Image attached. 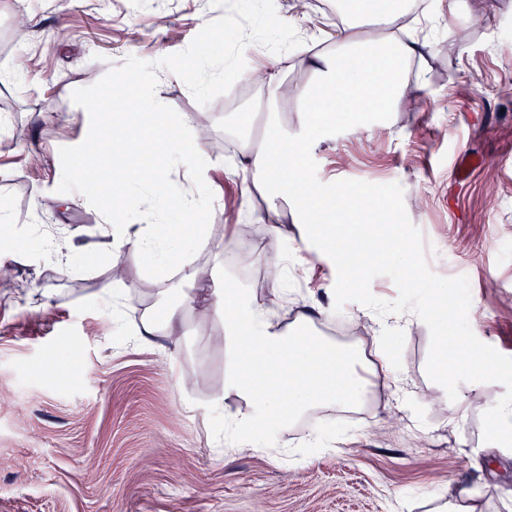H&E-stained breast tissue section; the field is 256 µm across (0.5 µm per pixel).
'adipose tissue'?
Segmentation results:
<instances>
[{
  "instance_id": "ef3b65f1",
  "label": "adipose tissue",
  "mask_w": 512,
  "mask_h": 512,
  "mask_svg": "<svg viewBox=\"0 0 512 512\" xmlns=\"http://www.w3.org/2000/svg\"><path fill=\"white\" fill-rule=\"evenodd\" d=\"M337 11L343 16L333 36L335 52L316 56L312 64L319 72L318 82L303 91L306 106L298 116L302 132H311L319 121L360 120L362 113L383 114L393 111L407 83V68L414 61L425 60L426 42L401 39L387 34L372 41L360 40L354 29L366 18L392 26L410 12L408 0H337ZM111 90H104L94 99L90 112L98 128L110 129L111 139L135 148L150 165L165 160L177 161L196 173H203V150L186 147L180 137L162 125L163 108L151 102L149 109L138 107L113 111ZM245 170L252 179L242 182L241 196H249L255 188H276L280 196L298 202L305 214L314 217L315 242L320 252L328 253L336 237L333 217L336 210L359 215L375 210L372 198L362 194L345 195L343 191H326L304 178L299 166L301 155L296 145L278 137L266 148L243 145ZM74 174L84 179L95 177L101 190L110 199L104 207L105 223L111 224L115 239L132 248L157 251L162 260L158 274H177L180 282L194 284L199 267L184 262L170 266L169 255L199 246L208 231L204 224H186L185 212L206 214L211 203L202 192L190 193L184 207L175 209L173 225L161 224L157 229L132 228L113 221L114 213L124 211L130 198L129 186L146 180L145 170L124 165L119 157L102 153L76 151ZM213 287L204 293H184L180 300L163 312L145 307L140 334L143 341L157 336L173 335L187 314L204 318L218 317L224 323V338L228 351H235L240 335H247L249 357L255 373L267 375L271 388L257 390L254 375L240 369L236 360H229L224 374V392L244 398L248 409L229 422L226 440L242 444L244 429L260 424L287 429L294 418L309 406H350L360 403L368 376L389 373L390 359L386 349L367 358L358 348L340 350L315 337L302 334L301 326L308 320L299 315L295 322L284 325L275 322L269 310L255 305L250 294L241 288H229L223 283L222 267H215Z\"/></svg>"
}]
</instances>
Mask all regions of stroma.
<instances>
[{
	"mask_svg": "<svg viewBox=\"0 0 512 512\" xmlns=\"http://www.w3.org/2000/svg\"><path fill=\"white\" fill-rule=\"evenodd\" d=\"M278 2L279 17L312 38L306 55L331 51L336 23L320 0ZM425 4L424 86L408 83L389 121L322 137L311 153L320 182L402 186L430 269L468 277L474 334L512 357V39L501 37L512 32V0ZM215 18L209 0H0V209L11 218L0 246H19L0 265V393L12 397L0 405V512H434L464 490L478 512H512V449L482 431L503 385L463 382L449 400L426 374V325L410 312L336 307L335 267L308 249L294 201L260 189L242 198L243 170L224 164L238 138L262 147L270 117L297 134L312 67L285 70L277 95L238 81L206 105L159 70L157 98L169 118H189L185 137L204 147L209 168L210 230L184 258L222 265L226 284L279 319L312 310V336L337 323L370 346L383 324L398 326L389 376L372 379L361 417L314 405L264 447L229 448L225 420L247 403L223 393L222 324L190 316L178 335L137 340L143 309L165 308L187 287L158 279L152 251L112 259L101 213L57 193L59 150L89 128L71 94L128 56L184 50ZM193 185L185 169L160 168L129 209L167 219L156 187ZM35 186L48 194L39 211ZM271 224L287 225V241H271ZM270 264L284 298L272 294ZM131 286L125 306L106 304Z\"/></svg>",
	"mask_w": 512,
	"mask_h": 512,
	"instance_id": "obj_1",
	"label": "stroma"
}]
</instances>
